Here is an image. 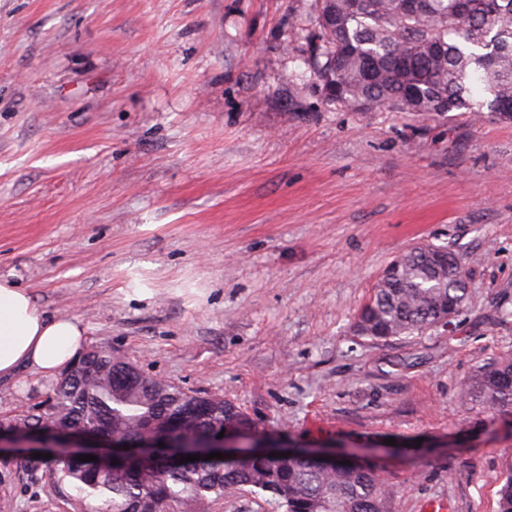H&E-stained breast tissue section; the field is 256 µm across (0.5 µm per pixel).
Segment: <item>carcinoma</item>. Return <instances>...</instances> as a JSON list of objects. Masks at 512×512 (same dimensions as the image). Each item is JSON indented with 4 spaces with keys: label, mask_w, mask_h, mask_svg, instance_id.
Instances as JSON below:
<instances>
[{
    "label": "carcinoma",
    "mask_w": 512,
    "mask_h": 512,
    "mask_svg": "<svg viewBox=\"0 0 512 512\" xmlns=\"http://www.w3.org/2000/svg\"><path fill=\"white\" fill-rule=\"evenodd\" d=\"M307 32L308 71L327 102L362 111L380 107L415 116L464 110L512 122V0H315ZM435 244L414 247L384 270L354 327L372 341L421 335L438 317L459 315L468 300L469 259ZM463 399L512 413V355L477 367ZM49 407L24 422L39 426L41 441L67 435L115 441L107 470L78 457L52 459L57 487L75 493L74 512H191L205 502L251 487L283 512H385V483L369 465L334 468L259 452L243 462L207 459L188 442L218 439L227 426L251 428V419L222 397L189 394L146 375L133 363L93 349L56 384ZM152 442L145 456L156 470L146 483L130 450ZM129 449H123V446ZM196 456L182 463L181 457ZM95 504H90V501ZM497 512H512V475L498 491Z\"/></svg>",
    "instance_id": "obj_1"
}]
</instances>
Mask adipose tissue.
<instances>
[{
  "label": "adipose tissue",
  "mask_w": 512,
  "mask_h": 512,
  "mask_svg": "<svg viewBox=\"0 0 512 512\" xmlns=\"http://www.w3.org/2000/svg\"><path fill=\"white\" fill-rule=\"evenodd\" d=\"M86 338L77 318L47 315L27 291L0 280V379L26 368L57 375L79 358Z\"/></svg>",
  "instance_id": "adipose-tissue-1"
}]
</instances>
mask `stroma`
<instances>
[{"mask_svg":"<svg viewBox=\"0 0 512 512\" xmlns=\"http://www.w3.org/2000/svg\"><path fill=\"white\" fill-rule=\"evenodd\" d=\"M314 0H0V278L259 433L359 450L387 512H496L512 419L461 389L512 354V123L328 103L295 28ZM418 243L470 259L452 328L353 322ZM52 382H0V417ZM397 446L383 450L386 439ZM0 512H73L0 453Z\"/></svg>","mask_w":512,"mask_h":512,"instance_id":"35a3bbf8","label":"stroma"}]
</instances>
